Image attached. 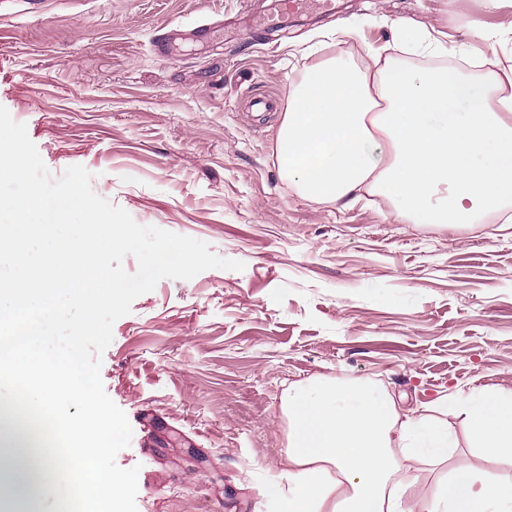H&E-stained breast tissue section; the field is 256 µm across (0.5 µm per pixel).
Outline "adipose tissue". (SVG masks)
I'll list each match as a JSON object with an SVG mask.
<instances>
[{
	"label": "adipose tissue",
	"instance_id": "ef3b65f1",
	"mask_svg": "<svg viewBox=\"0 0 512 512\" xmlns=\"http://www.w3.org/2000/svg\"><path fill=\"white\" fill-rule=\"evenodd\" d=\"M512 64L475 80L457 68L416 70L371 55L333 57L307 66L288 100L277 135L282 174L299 191L340 202L367 191L398 204L412 224H470L512 201ZM79 189L49 197L31 189L0 199V367L17 386L0 391V470L5 483L24 489L19 512H41L45 486L80 460L92 491L118 494L119 481L99 470L97 455L114 432L81 356L94 315L118 300L126 286L110 282L108 247L133 250L132 234L94 220L70 233L62 219L77 206ZM79 300L82 318L70 322L61 358L40 353L47 340L39 302L60 295ZM66 375L72 395L92 425L87 447L61 455L50 433L29 427L20 405L29 392L19 381L35 371ZM287 483L264 495L271 512H416L409 464H447L457 440L448 416L461 418L468 444L483 459H512V389H476L444 395L422 413L399 411L387 391L369 381L310 380L290 385ZM425 512H512V480L469 462L449 466Z\"/></svg>",
	"mask_w": 512,
	"mask_h": 512
}]
</instances>
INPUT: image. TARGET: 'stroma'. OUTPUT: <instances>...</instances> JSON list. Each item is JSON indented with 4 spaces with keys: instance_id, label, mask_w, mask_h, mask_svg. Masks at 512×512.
<instances>
[{
    "instance_id": "stroma-1",
    "label": "stroma",
    "mask_w": 512,
    "mask_h": 512,
    "mask_svg": "<svg viewBox=\"0 0 512 512\" xmlns=\"http://www.w3.org/2000/svg\"><path fill=\"white\" fill-rule=\"evenodd\" d=\"M273 0H0V106L26 124L52 176L72 165L143 226L207 242L243 270L163 279L116 321L104 389L131 425L138 512H266L289 469L282 399L309 379H369L417 409L440 394L512 388V223L407 224L365 195L341 206L283 176L276 137L306 66L378 53L414 66L408 21L445 34L477 70L512 56V0H338L268 34ZM221 22L216 39L194 27ZM353 27L339 39L335 30ZM173 30L171 57L152 49ZM278 98L252 114L253 98ZM45 400L59 450L90 421L57 382ZM210 459L193 480L157 440Z\"/></svg>"
}]
</instances>
